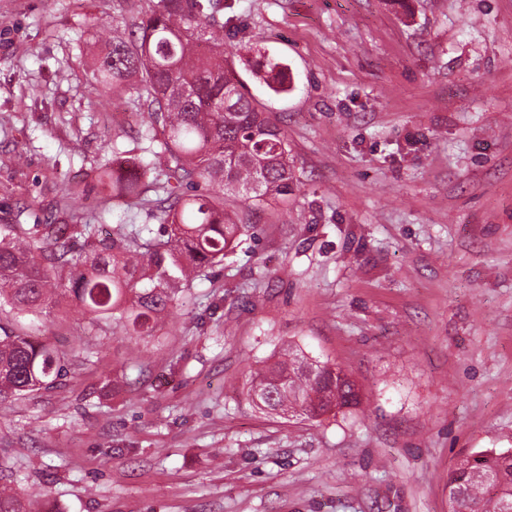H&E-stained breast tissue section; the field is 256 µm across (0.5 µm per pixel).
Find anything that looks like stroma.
Masks as SVG:
<instances>
[{
    "label": "stroma",
    "instance_id": "35a3bbf8",
    "mask_svg": "<svg viewBox=\"0 0 512 512\" xmlns=\"http://www.w3.org/2000/svg\"><path fill=\"white\" fill-rule=\"evenodd\" d=\"M151 0H0V224L111 232L86 171L132 145L128 95L91 61ZM224 45L286 66L277 95L236 64L288 138L287 201L226 202L255 227L157 335L52 311L55 388L0 407V487L46 512H448L465 455L512 451V0H224ZM290 345L364 401L322 421L246 396Z\"/></svg>",
    "mask_w": 512,
    "mask_h": 512
}]
</instances>
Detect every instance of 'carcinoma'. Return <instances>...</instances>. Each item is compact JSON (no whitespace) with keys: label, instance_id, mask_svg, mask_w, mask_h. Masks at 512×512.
<instances>
[{"label":"carcinoma","instance_id":"cac0c4a2","mask_svg":"<svg viewBox=\"0 0 512 512\" xmlns=\"http://www.w3.org/2000/svg\"><path fill=\"white\" fill-rule=\"evenodd\" d=\"M219 2L154 0L93 58L97 85L124 89L146 108L148 145L136 146L131 174H115L108 158L90 176L114 200L151 203L159 235L149 224L105 238L94 224H0V314L28 321L26 329L0 330V404L50 390L63 376L67 352L29 332L45 310L74 306L95 327L154 336L181 293L253 228L224 210L226 196L243 192L261 205L291 191L286 134L230 69L217 37ZM283 71L259 54L260 82L281 89ZM199 180L208 192H183ZM248 392L266 410L311 419L361 404L343 368L290 348L254 372ZM0 512L32 509L0 489ZM448 512H512V452L460 459L448 479Z\"/></svg>","mask_w":512,"mask_h":512}]
</instances>
